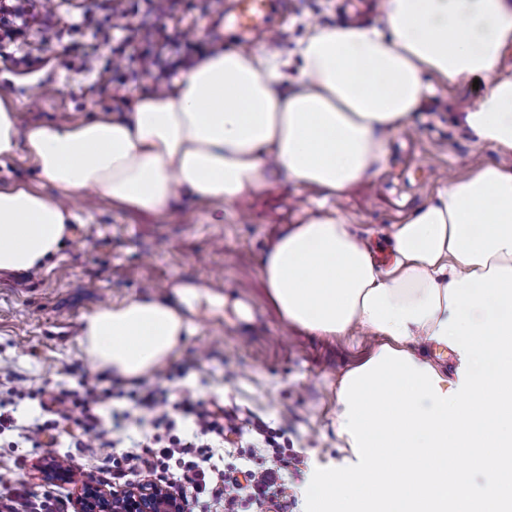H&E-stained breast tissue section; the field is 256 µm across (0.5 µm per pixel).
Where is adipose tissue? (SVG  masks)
<instances>
[{"mask_svg":"<svg viewBox=\"0 0 512 512\" xmlns=\"http://www.w3.org/2000/svg\"><path fill=\"white\" fill-rule=\"evenodd\" d=\"M512 0H377L373 23L313 25L293 57L216 43L123 112L22 125L0 98V158L25 153L58 191L0 184V273L53 257L79 215L75 194L144 215L185 200L217 205L292 182L318 190L317 214L265 251L267 296L287 325L376 336L336 382L344 456L319 475V512H504L512 506ZM299 75L288 78L289 64ZM490 84L460 107L499 162L437 188L394 225L388 264L334 208L378 177L391 137L414 128L436 87ZM192 333L150 297L84 318L91 365L125 379L163 366ZM451 351L454 373L426 356ZM480 470L484 487L470 490Z\"/></svg>","mask_w":512,"mask_h":512,"instance_id":"obj_1","label":"adipose tissue"}]
</instances>
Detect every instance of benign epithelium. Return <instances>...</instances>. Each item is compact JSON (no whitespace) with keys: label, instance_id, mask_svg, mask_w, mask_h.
I'll return each mask as SVG.
<instances>
[{"label":"benign epithelium","instance_id":"benign-epithelium-1","mask_svg":"<svg viewBox=\"0 0 512 512\" xmlns=\"http://www.w3.org/2000/svg\"><path fill=\"white\" fill-rule=\"evenodd\" d=\"M183 507L177 493L154 479L107 490L87 478L74 499V512H183Z\"/></svg>","mask_w":512,"mask_h":512}]
</instances>
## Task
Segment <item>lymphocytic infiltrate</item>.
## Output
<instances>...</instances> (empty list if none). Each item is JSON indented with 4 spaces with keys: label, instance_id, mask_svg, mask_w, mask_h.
I'll return each instance as SVG.
<instances>
[{
    "label": "lymphocytic infiltrate",
    "instance_id": "obj_1",
    "mask_svg": "<svg viewBox=\"0 0 512 512\" xmlns=\"http://www.w3.org/2000/svg\"><path fill=\"white\" fill-rule=\"evenodd\" d=\"M151 9L137 26H130L126 19L130 14L123 0H95L96 13L92 36L97 45L105 46L118 41L120 52L137 60L142 73H150L160 67L162 58L155 54V42L166 40L165 19L181 7L182 0H150ZM73 0H58L55 7L33 11L29 0H0V57H9L13 48L23 44L31 32L50 31L56 28L63 13L73 8ZM169 389L162 383L143 385L132 390L129 398L134 409L151 413V423L157 428L155 448L149 455L134 459L135 466L145 472L167 466L169 460L184 461L179 476L180 495L184 512H196L201 497L221 505L224 512H237L238 503L247 497H261L276 507L277 512H287L288 485L280 475L279 465L262 470L247 469L240 474H225L208 470L195 462L198 451L195 441L174 437L178 419L191 420L196 437L213 435L223 437L224 425L218 413L203 410L200 401L192 394H185L179 403V417L159 413V406L167 399ZM112 392L92 385L84 387L79 400L83 406L84 420L71 446L82 456L95 458L96 465L90 475L100 483L120 482L125 473L121 464L115 463L110 451L112 437L98 413L100 406L111 400Z\"/></svg>",
    "mask_w": 512,
    "mask_h": 512
}]
</instances>
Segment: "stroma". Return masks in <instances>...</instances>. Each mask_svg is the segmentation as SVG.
<instances>
[{
	"label": "stroma",
	"instance_id": "stroma-1",
	"mask_svg": "<svg viewBox=\"0 0 512 512\" xmlns=\"http://www.w3.org/2000/svg\"><path fill=\"white\" fill-rule=\"evenodd\" d=\"M195 10L168 22L180 46L210 47L217 40L239 43L229 12L231 0H194ZM375 0H288V13L252 48L292 54L313 24L369 21ZM80 14L64 17L55 31L30 36L15 61H0V97L10 98L28 122L89 119L126 108L113 90L128 59L100 49L99 56L71 53V41L88 33ZM480 90L455 93L437 88L420 112L417 127L394 135L387 166L376 183L351 187L333 205L362 230L385 236L425 204L444 178H459L477 160L492 161L489 148L473 143L457 121L461 102ZM319 194L277 184L224 206L214 223L205 204L183 201V217L141 216L105 201L87 206L71 199L81 216L60 251L45 265L0 273V402L16 400V415L33 422L42 392L64 395L60 428L75 429L82 408L73 394L99 381L126 389L132 381L92 370L81 346V321L95 310L151 292L180 308L193 333L166 366L144 384L168 379L163 409L174 412L184 393L204 407L219 403L235 412L243 433L223 445V466L270 465L273 449L287 459L281 474L295 502L290 512H315L312 478L340 453L331 425L336 379L365 360L372 343H352L287 326L269 303L261 278V257L276 236L316 212ZM16 375L17 384L7 383ZM59 448L0 437V473L19 478L37 499L74 498L91 466L76 457L67 482H49L40 467Z\"/></svg>",
	"mask_w": 512,
	"mask_h": 512
}]
</instances>
